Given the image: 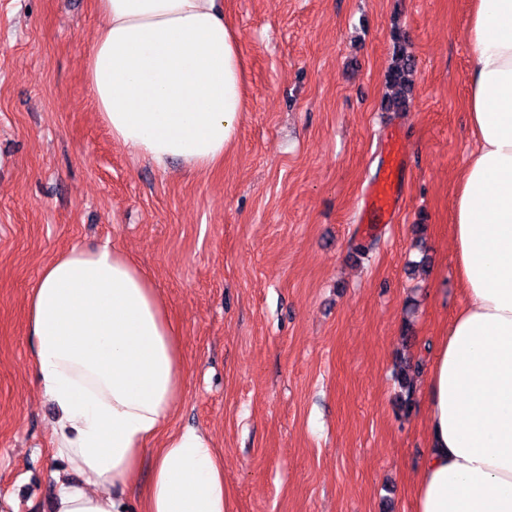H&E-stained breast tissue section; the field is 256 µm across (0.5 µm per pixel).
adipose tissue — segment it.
<instances>
[{
    "label": "adipose tissue",
    "instance_id": "adipose-tissue-1",
    "mask_svg": "<svg viewBox=\"0 0 512 512\" xmlns=\"http://www.w3.org/2000/svg\"><path fill=\"white\" fill-rule=\"evenodd\" d=\"M85 75L113 139L157 167L203 172L244 108L224 0H96ZM466 115L475 143L456 179L452 231L462 306L425 382L427 450L416 512H512V0H471ZM30 360L59 415L54 512H234L207 432L175 430L180 330L149 275L109 243L44 266L27 299Z\"/></svg>",
    "mask_w": 512,
    "mask_h": 512
}]
</instances>
